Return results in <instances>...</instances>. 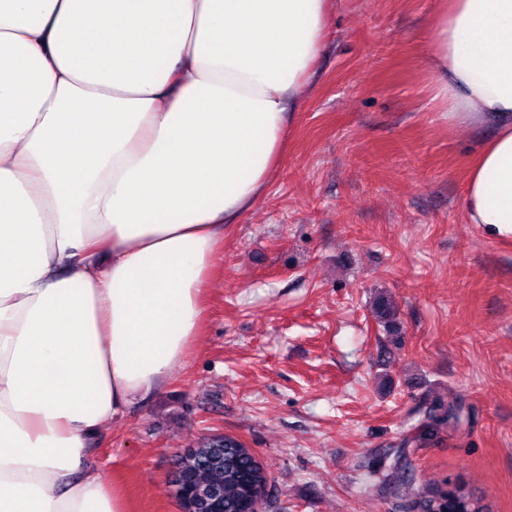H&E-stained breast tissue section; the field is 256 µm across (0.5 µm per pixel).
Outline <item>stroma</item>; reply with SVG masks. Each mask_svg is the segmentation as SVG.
<instances>
[{"label": "stroma", "mask_w": 512, "mask_h": 512, "mask_svg": "<svg viewBox=\"0 0 512 512\" xmlns=\"http://www.w3.org/2000/svg\"><path fill=\"white\" fill-rule=\"evenodd\" d=\"M435 8L333 0L281 163L224 231L201 336L91 460L128 512H179L180 450L224 434L266 470L259 512H397L368 472L432 395L462 397L472 420L414 449L412 484L455 480L512 512V241L465 221L482 136L440 119Z\"/></svg>", "instance_id": "obj_1"}]
</instances>
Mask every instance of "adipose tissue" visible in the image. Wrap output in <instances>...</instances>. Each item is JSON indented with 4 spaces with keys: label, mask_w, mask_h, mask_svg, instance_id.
<instances>
[{
    "label": "adipose tissue",
    "mask_w": 512,
    "mask_h": 512,
    "mask_svg": "<svg viewBox=\"0 0 512 512\" xmlns=\"http://www.w3.org/2000/svg\"><path fill=\"white\" fill-rule=\"evenodd\" d=\"M330 0H0V512H127L90 460L202 332ZM467 223L512 238V0H437Z\"/></svg>",
    "instance_id": "obj_1"
}]
</instances>
